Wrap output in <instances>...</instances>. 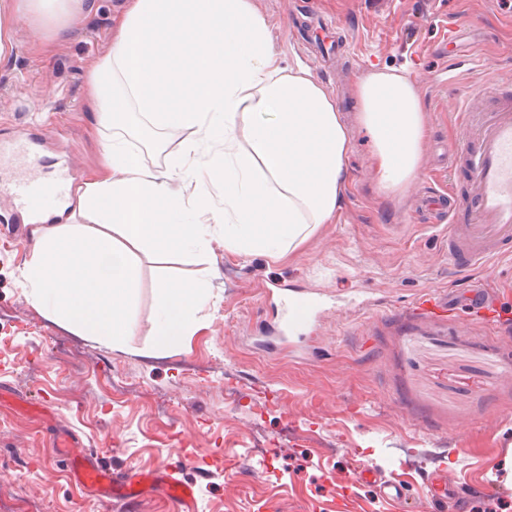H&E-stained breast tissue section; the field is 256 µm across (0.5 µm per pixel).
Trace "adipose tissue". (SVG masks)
Returning a JSON list of instances; mask_svg holds the SVG:
<instances>
[{
	"label": "adipose tissue",
	"mask_w": 512,
	"mask_h": 512,
	"mask_svg": "<svg viewBox=\"0 0 512 512\" xmlns=\"http://www.w3.org/2000/svg\"><path fill=\"white\" fill-rule=\"evenodd\" d=\"M96 0H0V60L15 22L44 28L42 51L69 37L75 10ZM257 0H124L112 38L91 65L88 92L99 126L114 129L104 165L72 186L64 208L32 218L21 269L28 300L99 344L123 345L141 267L131 247L170 263L224 248L279 259L336 222L349 194L350 139L335 96L309 68L281 66ZM358 121L371 139L382 190L422 170L429 125L416 82L375 69L355 83ZM187 131L162 169L144 165L133 140L155 146ZM194 184L191 195L172 188ZM211 296V279H162L152 347L177 348Z\"/></svg>",
	"instance_id": "1"
}]
</instances>
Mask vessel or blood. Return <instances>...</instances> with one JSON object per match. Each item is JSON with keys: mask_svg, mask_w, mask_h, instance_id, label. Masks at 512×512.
I'll use <instances>...</instances> for the list:
<instances>
[{"mask_svg": "<svg viewBox=\"0 0 512 512\" xmlns=\"http://www.w3.org/2000/svg\"><path fill=\"white\" fill-rule=\"evenodd\" d=\"M470 96L480 101L491 100L492 106L487 119L479 123L472 119V107H464L457 117L464 146L448 150L449 157L464 156L472 191L469 211L473 223L448 227V258L462 271L475 270L489 257L512 250V77L473 81ZM8 159L24 169L23 174L0 187V192L7 194L16 207L36 213L64 199V176L44 175L41 157L25 141H18ZM495 303L492 286L476 280L465 293L428 292L416 299L413 306L443 314L459 311L484 320ZM313 314L310 300L297 299L288 313L289 332H297ZM56 446L66 456L75 484L96 499L123 503L145 494H157L176 505L179 512H195L197 484L183 478L171 463H161L152 470L129 466L115 471L106 468L97 454L85 448L75 435L61 433ZM356 477L361 481L372 480L382 497L400 499L406 495L402 485L378 478L373 465L362 464Z\"/></svg>", "mask_w": 512, "mask_h": 512, "instance_id": "vessel-or-blood-1", "label": "vessel or blood"}]
</instances>
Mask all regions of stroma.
<instances>
[{
    "instance_id": "obj_1",
    "label": "stroma",
    "mask_w": 512,
    "mask_h": 512,
    "mask_svg": "<svg viewBox=\"0 0 512 512\" xmlns=\"http://www.w3.org/2000/svg\"><path fill=\"white\" fill-rule=\"evenodd\" d=\"M72 12L54 53L34 48L40 29L18 25L0 62V146L25 138L47 164L80 181L102 163L111 129H95L88 69L112 37L110 14ZM280 30L283 65L303 62L330 90L348 127L350 192L342 218L320 225L279 260L225 251L215 231L212 298L180 347L152 349L155 287L197 277L196 261L155 264L140 248L133 333L107 347L33 306L19 269L29 226L0 197V387L48 405L56 421L0 407V512H125L84 493L56 448L66 425L105 466H156L188 448L210 465L197 512H470L501 498L512 512V257L480 270L505 285L487 325L467 315L434 319L411 303L426 290L460 289L470 275L448 261L447 216L421 208L424 193L466 198L465 165L448 167L459 139L454 114L474 77L512 73V0H261ZM459 26L481 60L440 54ZM407 69L427 107L422 173L397 194L379 186L370 141L356 122L354 84L373 69ZM314 298L298 338L283 342L284 305ZM402 483L383 499L356 484L359 463ZM442 473L461 492L445 506L428 484Z\"/></svg>"
}]
</instances>
